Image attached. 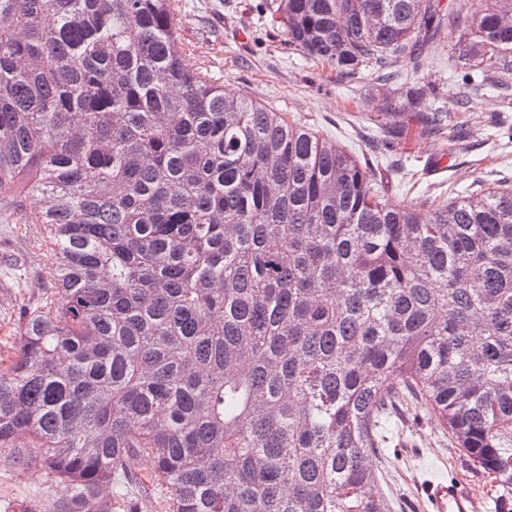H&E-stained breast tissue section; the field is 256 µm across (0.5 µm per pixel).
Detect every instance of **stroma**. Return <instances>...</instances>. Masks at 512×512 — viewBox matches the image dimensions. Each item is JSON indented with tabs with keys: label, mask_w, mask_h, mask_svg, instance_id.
I'll use <instances>...</instances> for the list:
<instances>
[{
	"label": "stroma",
	"mask_w": 512,
	"mask_h": 512,
	"mask_svg": "<svg viewBox=\"0 0 512 512\" xmlns=\"http://www.w3.org/2000/svg\"><path fill=\"white\" fill-rule=\"evenodd\" d=\"M185 3L181 36L190 47L185 57L189 66L212 65L224 89L280 112L368 160L370 177L383 186L389 203L413 204L425 214L429 200L512 183V142L503 135L505 126L512 125V91L461 98L448 68L460 35L455 24L441 29L435 53L417 71L421 85L438 88L442 102L452 111L451 123L463 125L468 137L460 139L452 152L446 139L411 135L387 152L380 146V129L389 119L372 107L386 87L374 71L344 74L304 59L280 33L269 31L261 22L257 0ZM13 209L11 199L0 198V260L14 255L23 259L24 290L36 299L43 292V255L6 224ZM391 429L400 436L403 448L397 457L383 454L372 461L391 512H426L428 484L451 479L474 490L478 512H498L486 475L469 465L458 449L449 447L433 418L395 420ZM59 492L38 465L19 472L0 460V504H24L30 512H48L49 502Z\"/></svg>",
	"instance_id": "obj_1"
}]
</instances>
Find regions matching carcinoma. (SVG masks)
<instances>
[{
    "label": "carcinoma",
    "instance_id": "cac0c4a2",
    "mask_svg": "<svg viewBox=\"0 0 512 512\" xmlns=\"http://www.w3.org/2000/svg\"><path fill=\"white\" fill-rule=\"evenodd\" d=\"M182 0H0V195L40 197L0 451L51 512H390L371 457L421 404L512 499V186L390 206L361 160L184 64ZM305 58L374 64L385 129L444 134L414 70L512 75V0H259ZM28 437L32 455L15 446ZM117 488L110 498L103 485Z\"/></svg>",
    "mask_w": 512,
    "mask_h": 512
}]
</instances>
